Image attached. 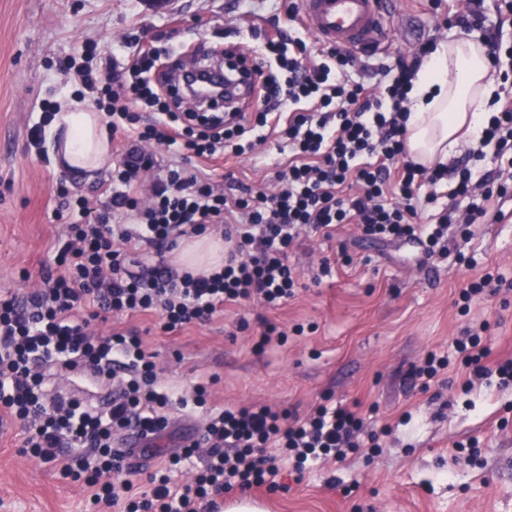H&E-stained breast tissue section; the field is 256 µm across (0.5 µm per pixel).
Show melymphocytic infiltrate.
Segmentation results:
<instances>
[{"label": "lymphocytic infiltrate", "instance_id": "f902f5d3", "mask_svg": "<svg viewBox=\"0 0 512 512\" xmlns=\"http://www.w3.org/2000/svg\"><path fill=\"white\" fill-rule=\"evenodd\" d=\"M206 43L201 33L176 49L146 51L126 38L117 45L124 67L100 75L77 69L109 132L127 140L109 177L110 201L101 206L60 186L59 198L77 218L65 228L57 272H46L40 288L0 299V413L21 421L25 452L62 476H83L99 512H222L227 492L276 489L284 461L298 472L309 462L344 461L364 429L357 412L325 404L303 416L256 405L207 409L195 436L162 460L149 489L137 490L122 476L134 451L120 447L118 433L158 436L170 424L169 408H207V386L195 384L188 396L163 390L138 332L98 333L94 322L102 315L155 311L162 330L174 332L209 321L228 303L285 304L299 286L288 252L309 228L327 235L353 224L362 238L416 242L425 257L461 261L451 226L466 240L471 225L512 218L503 210L512 200V92L494 97L466 159L427 167L407 152L410 94L434 40L391 55L371 85L353 78L350 53L327 46L312 52L300 36L266 35L254 64L228 43L224 67L245 78L246 101H214L204 115L183 109L184 92L168 70L182 52L208 60ZM143 105L153 110L146 122L137 112ZM270 139L289 154L270 190L192 164L218 153L238 159ZM154 144L177 159L152 180ZM443 182L450 185L445 195L434 193ZM426 185L431 193H423ZM205 232L224 240L221 268L195 274L167 260L180 240ZM145 246L158 261L144 268ZM488 328L472 322L454 338L453 357L428 354L413 377L440 381L455 359L475 380L511 387L512 359L487 361ZM57 371L109 386L108 403L97 407L51 390ZM190 458L197 461L194 478L173 482L172 471Z\"/></svg>", "mask_w": 512, "mask_h": 512}]
</instances>
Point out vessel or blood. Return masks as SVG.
<instances>
[{
  "instance_id": "1",
  "label": "vessel or blood",
  "mask_w": 512,
  "mask_h": 512,
  "mask_svg": "<svg viewBox=\"0 0 512 512\" xmlns=\"http://www.w3.org/2000/svg\"><path fill=\"white\" fill-rule=\"evenodd\" d=\"M395 0H296L304 28L322 43L356 54L390 40Z\"/></svg>"
}]
</instances>
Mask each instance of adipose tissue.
Here are the masks:
<instances>
[{"label": "adipose tissue", "instance_id": "obj_1", "mask_svg": "<svg viewBox=\"0 0 512 512\" xmlns=\"http://www.w3.org/2000/svg\"><path fill=\"white\" fill-rule=\"evenodd\" d=\"M499 85L484 49L470 39L441 44L423 63L411 93L407 148L424 165L452 157L461 134H476ZM45 146L61 171L102 170L111 141L101 115L85 105L62 104L45 131Z\"/></svg>", "mask_w": 512, "mask_h": 512}]
</instances>
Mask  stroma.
Here are the masks:
<instances>
[{"instance_id": "1", "label": "stroma", "mask_w": 512, "mask_h": 512, "mask_svg": "<svg viewBox=\"0 0 512 512\" xmlns=\"http://www.w3.org/2000/svg\"><path fill=\"white\" fill-rule=\"evenodd\" d=\"M291 0H0V296L36 287L53 264L70 213L59 182L101 195L108 170L77 175L55 170L44 148L28 142L42 121L44 101L92 104L60 62L81 57L86 41L111 53L122 36L150 43L176 25L214 27L288 24ZM419 16L424 35L458 38L447 8L429 0H398ZM275 141L230 164L235 179L256 187L275 176ZM464 246L472 266L453 258L423 259L418 246L360 240L353 225L332 238L311 231L289 255L303 286L288 304L225 305L210 321L164 332L158 313L108 316L106 328L137 330L154 353L165 385H209V404H267L307 413L317 404L342 405L364 417L360 448L333 465L285 468L279 489L250 491L266 512H512V389L462 385L468 371L451 362L444 384L422 388L409 379L428 353L448 354L469 319L487 320L492 358L512 357V223L476 224ZM350 262H343V255ZM329 260L332 275L314 283L311 271ZM502 274L506 296H478L469 315L457 303L462 288L486 271ZM284 330L279 347L258 352L264 323ZM18 421L0 419V512H89L83 482L22 451Z\"/></svg>"}]
</instances>
